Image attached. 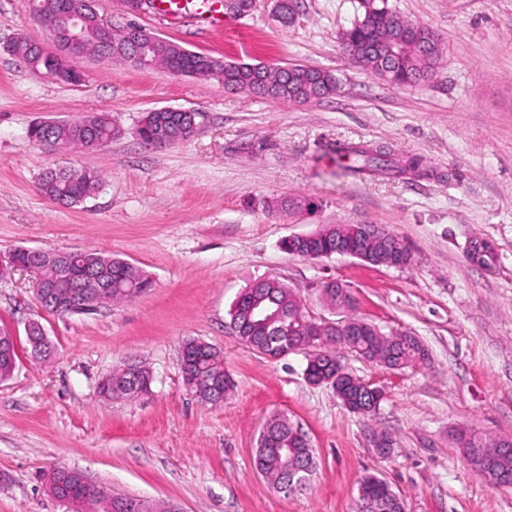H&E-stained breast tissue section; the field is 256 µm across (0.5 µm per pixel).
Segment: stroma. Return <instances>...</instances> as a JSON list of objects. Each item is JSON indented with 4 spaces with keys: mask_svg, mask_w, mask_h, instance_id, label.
Instances as JSON below:
<instances>
[{
    "mask_svg": "<svg viewBox=\"0 0 512 512\" xmlns=\"http://www.w3.org/2000/svg\"><path fill=\"white\" fill-rule=\"evenodd\" d=\"M390 3L442 40L440 65L423 83L387 84L342 52L338 37L358 0H294L287 27L275 0H255L218 33L97 0L116 30L139 26L223 60L336 75L335 94L287 104L86 54L71 60L79 84L56 81L2 51L18 35L48 33L23 0H0V254L97 250L153 281L133 300L57 316L39 304L30 273L0 277V328L22 353L0 383V512H63L46 488L58 467L182 512H356L367 473L389 481L406 512H512V488L489 487L451 440L459 427L512 437V0ZM163 107L205 118L187 140L146 145L137 119ZM100 112L122 133L97 149L27 137L32 122ZM340 142L417 156L431 175L343 174L326 159ZM69 167L104 174L98 192L74 207L38 190L46 171ZM327 224L384 226L409 241L414 261L394 268L280 249L282 239ZM474 241L491 245L486 263L471 261ZM267 276L288 285L316 321L349 314L319 294L323 282L343 283L357 300L352 314L417 337L427 360L396 371L342 350L349 372L385 392L374 417L350 412L330 387L306 380L304 355L270 361L231 335L232 304ZM31 321L51 341L47 360L25 354ZM189 338L224 357L234 390L219 406L183 386L180 348ZM128 361L149 368V393L105 400L101 380ZM275 412L307 435L316 461L306 488L290 496L254 465ZM374 428L393 435L389 456L370 446Z\"/></svg>",
    "mask_w": 512,
    "mask_h": 512,
    "instance_id": "1",
    "label": "stroma"
}]
</instances>
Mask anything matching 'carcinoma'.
I'll return each instance as SVG.
<instances>
[{
	"instance_id": "cac0c4a2",
	"label": "carcinoma",
	"mask_w": 512,
	"mask_h": 512,
	"mask_svg": "<svg viewBox=\"0 0 512 512\" xmlns=\"http://www.w3.org/2000/svg\"><path fill=\"white\" fill-rule=\"evenodd\" d=\"M72 0H39L38 10L32 13L37 22H42L70 6ZM361 15L352 25L339 35L341 49L349 59L368 72L380 77L381 62L377 49L386 46H401L399 56L394 60L386 80L396 85H415L429 78L435 71L441 56V41L435 39L427 46L417 38L422 24L408 19L396 9L388 6L387 0H360ZM125 32L112 36V53H100L95 36L88 38L86 51L99 58L125 59ZM155 64L169 72L180 75L194 73L203 78H215L224 83V87L246 91L262 98L280 102L304 103L323 99L337 89L336 76L325 70L298 66L292 70L285 66L272 67L262 62L246 63L225 61L213 69L207 63V56L185 50L178 52L170 41L157 44L149 53ZM181 122L177 112L152 110L142 115L138 130L142 141L148 145L166 142L175 133ZM117 135V126L106 113L85 115L78 120L58 123L54 127L41 129L28 127L27 137L34 143L47 139L55 145L92 147V142L101 145ZM336 152L348 162L344 170L353 176L390 173L396 176L421 175L419 159L401 156L381 148L366 146L336 145ZM102 173L99 170L85 169L49 170L44 173L38 184L42 195L57 200L64 198L69 204L78 205L91 197L100 187ZM371 257L380 256V246L369 232L367 224H340L328 227L325 233L314 238L307 249L329 251L336 249V241ZM66 264L79 268L86 264L102 270L112 279V294L109 300L116 303L126 302L138 294H143L152 286L150 275L140 266L128 269V262L117 257L105 256L94 250H85L75 254L50 253L41 264L42 275L53 278L57 267ZM268 299L274 303L288 306L296 305L295 296L287 285L276 278L260 285ZM251 300L249 288L245 287L238 295L229 312L230 321L245 326L238 335L239 341L252 351L263 349L265 329L261 326L245 325L246 307ZM350 348L356 353L372 360L373 363L391 370L405 369L415 365L425 356V350L413 336L376 335L372 332H356L352 336H329L327 342L317 348L314 366L318 370L326 369V360L335 356L336 346ZM183 348L187 353L189 370L199 378L194 394L204 404L216 405L220 400L214 396L218 387L229 391L230 380L224 372L220 353L208 343L196 338L187 340ZM18 366L16 342L10 339V333L0 331V382L9 380ZM136 380L118 378L119 370L106 376L100 384V395L108 400L119 397L128 399L139 395V391L150 388V372L138 367ZM336 397L345 407H350L356 399L367 398L366 389L355 384L354 378H348L334 390ZM276 429L278 446L274 448L256 447L254 464L263 466L264 478L276 485L287 463V454L293 452L302 456L306 449L292 435L288 418L275 413L271 416ZM498 442L473 435L469 444L460 449L462 458L472 470L485 474V482L492 484L497 475L512 478V444L509 451L498 452ZM50 496L64 508L65 512H120L122 505L134 501V498L114 495L109 489L89 482L84 473L77 469H65L52 472L47 481ZM402 499L384 497L375 492L369 499L367 512H402Z\"/></svg>"
}]
</instances>
